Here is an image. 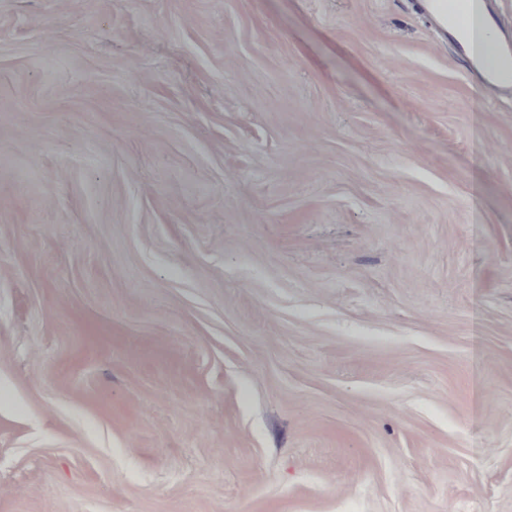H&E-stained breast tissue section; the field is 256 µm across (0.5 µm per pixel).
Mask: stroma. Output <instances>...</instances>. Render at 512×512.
Here are the masks:
<instances>
[{
    "mask_svg": "<svg viewBox=\"0 0 512 512\" xmlns=\"http://www.w3.org/2000/svg\"><path fill=\"white\" fill-rule=\"evenodd\" d=\"M417 0H0V512H512V95Z\"/></svg>",
    "mask_w": 512,
    "mask_h": 512,
    "instance_id": "35a3bbf8",
    "label": "stroma"
}]
</instances>
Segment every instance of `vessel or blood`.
Segmentation results:
<instances>
[{
	"label": "vessel or blood",
	"mask_w": 512,
	"mask_h": 512,
	"mask_svg": "<svg viewBox=\"0 0 512 512\" xmlns=\"http://www.w3.org/2000/svg\"><path fill=\"white\" fill-rule=\"evenodd\" d=\"M421 10L464 59L469 76L500 92H512V33L502 34L492 0H423ZM490 37L500 55L494 69L486 65L482 52Z\"/></svg>",
	"instance_id": "b4317fda"
}]
</instances>
